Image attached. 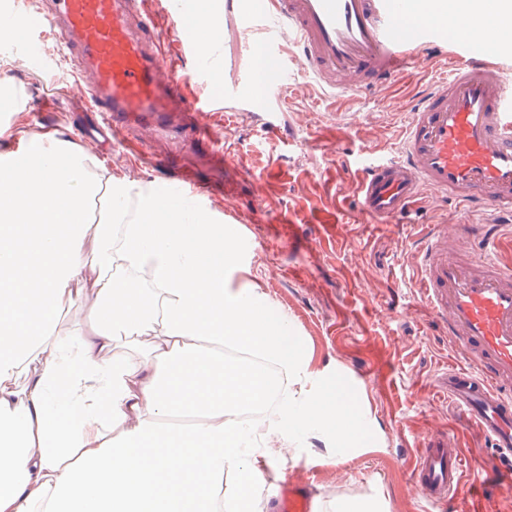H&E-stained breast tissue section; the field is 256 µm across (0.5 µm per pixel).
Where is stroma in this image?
Instances as JSON below:
<instances>
[{
    "label": "stroma",
    "mask_w": 512,
    "mask_h": 512,
    "mask_svg": "<svg viewBox=\"0 0 512 512\" xmlns=\"http://www.w3.org/2000/svg\"><path fill=\"white\" fill-rule=\"evenodd\" d=\"M28 33L0 39V86L14 89L0 112V153L35 138L64 135L91 149L112 178L151 184L167 194L168 168L140 161L110 141L82 137L90 120L69 65L53 36L31 66ZM424 67L405 80L367 94L337 98L294 69L288 99L293 137L267 132L256 116L224 109V90L212 87L207 120L233 163L227 193L206 201L216 223L246 229L253 238L240 278L262 297L263 313L287 315L310 370L338 376L371 419L365 449L337 455L319 433L305 437L302 454L281 464L285 479L311 482L317 512H333L337 498L381 492L386 512H436L412 480L424 436L454 433L463 454V488L445 512H512V488L479 475V460L494 456L490 441L462 426L458 409L435 379L456 358L415 286L413 251L424 225L456 223V208L418 209L374 223L362 215L354 172L370 154L394 155L409 100L429 84Z\"/></svg>",
    "instance_id": "35a3bbf8"
}]
</instances>
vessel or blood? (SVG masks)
Masks as SVG:
<instances>
[{
    "instance_id": "b4317fda",
    "label": "vessel or blood",
    "mask_w": 512,
    "mask_h": 512,
    "mask_svg": "<svg viewBox=\"0 0 512 512\" xmlns=\"http://www.w3.org/2000/svg\"><path fill=\"white\" fill-rule=\"evenodd\" d=\"M502 0H479L471 31L456 43L448 0H217L210 16L223 40L186 29L191 0H164L175 33L202 85L224 83L228 112L262 111L266 130H283L288 71L299 66L324 91L345 97L392 83L419 60L436 65L451 46L438 85L416 95L397 157H372L358 171L364 214L387 219L422 203L490 214L485 224H432L415 259L422 299L447 328L459 365L441 379L463 423L484 433L496 459L512 463V244L500 213L512 214V90L502 58L479 46L495 40L485 23ZM33 41L57 36L93 120L87 137L177 125L191 144L224 154L199 119L207 102L189 97L164 63L148 0H40ZM416 489L444 505L462 489L453 436H425L413 467ZM276 512H316L304 482L282 485Z\"/></svg>"
}]
</instances>
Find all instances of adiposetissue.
<instances>
[{
  "label": "adipose tissue",
  "instance_id": "obj_1",
  "mask_svg": "<svg viewBox=\"0 0 512 512\" xmlns=\"http://www.w3.org/2000/svg\"><path fill=\"white\" fill-rule=\"evenodd\" d=\"M226 244L206 211L58 138L0 154V512H257L310 431L363 448L366 414L312 376L286 316L259 315ZM75 300L85 329L50 335ZM228 345L292 380L258 423L238 413L274 382Z\"/></svg>",
  "mask_w": 512,
  "mask_h": 512
}]
</instances>
